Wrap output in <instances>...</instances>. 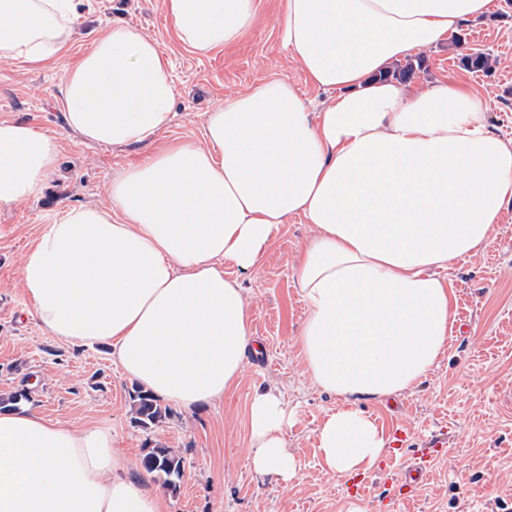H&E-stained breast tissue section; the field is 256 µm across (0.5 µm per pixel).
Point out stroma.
<instances>
[{
  "label": "stroma",
  "instance_id": "35a3bbf8",
  "mask_svg": "<svg viewBox=\"0 0 512 512\" xmlns=\"http://www.w3.org/2000/svg\"><path fill=\"white\" fill-rule=\"evenodd\" d=\"M257 2L255 24L243 39L201 56L177 45L163 0H90V11L74 24L79 37L66 63L88 47L90 30L115 22L155 39L170 61L172 120L131 147L63 134L61 67L0 61V118L62 137L59 167L43 194L0 208V397L23 395L24 405L68 424H109L115 448L131 457L145 458L158 443L175 450L184 460L177 490L164 488L161 475L149 476L165 512H512V483L503 480L512 474V201L488 240L437 271L453 290V328L425 380L361 406L387 440L394 430L403 431V457L393 458L387 443L379 465L347 478L325 474L317 449L323 420L343 402L311 383L295 343L307 314L296 267L315 235L303 216L289 217L280 227L258 273L224 269L242 290L260 345L239 384L220 403L190 414L172 411L149 430L132 420L137 385L111 358L110 346L57 342L19 288L20 259L46 224L74 205H107L110 181L163 143L202 140L207 112L225 97L276 75L310 107L325 100L282 43L275 18L286 0ZM476 52L497 57L496 67L466 69L461 56ZM424 59L412 84L445 80L479 94L490 104L495 131L512 143V0H493L486 15L426 51ZM260 389L278 394L291 414L284 439L297 473L287 483L256 473L251 464L248 410ZM434 440L442 448L428 479L416 491L395 492L383 463L402 467L406 458L428 452Z\"/></svg>",
  "mask_w": 512,
  "mask_h": 512
}]
</instances>
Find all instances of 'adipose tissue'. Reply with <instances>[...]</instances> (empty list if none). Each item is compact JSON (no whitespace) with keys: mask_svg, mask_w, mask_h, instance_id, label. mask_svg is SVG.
I'll list each match as a JSON object with an SVG mask.
<instances>
[{"mask_svg":"<svg viewBox=\"0 0 512 512\" xmlns=\"http://www.w3.org/2000/svg\"><path fill=\"white\" fill-rule=\"evenodd\" d=\"M490 0H287L276 22L310 84V114L272 76L206 115L202 141L159 146L108 187L107 206H74L46 225L18 267L44 330L107 343L123 373L185 413L237 385L255 338L241 288L289 216L316 229L297 277L307 317L295 342L310 380L344 400L318 432L329 473L368 471L385 440L358 408L425 379L453 324L435 268L470 254L512 201V144L487 101L445 81L408 86L386 72L444 42ZM85 0H0V55L54 64ZM179 43L206 54L252 27L256 0H164ZM169 60L126 24L98 32L68 67L63 128L127 147L165 130ZM61 139L0 120V207L42 194ZM288 412L255 392L251 464L289 482ZM0 512H163L112 428H80L23 407L0 411Z\"/></svg>","mask_w":512,"mask_h":512,"instance_id":"adipose-tissue-1","label":"adipose tissue"}]
</instances>
